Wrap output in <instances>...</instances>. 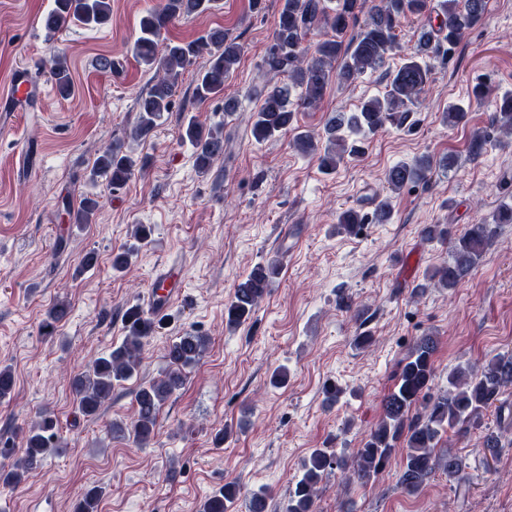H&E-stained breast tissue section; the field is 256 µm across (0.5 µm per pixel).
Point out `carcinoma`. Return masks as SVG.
<instances>
[{
  "instance_id": "1",
  "label": "carcinoma",
  "mask_w": 512,
  "mask_h": 512,
  "mask_svg": "<svg viewBox=\"0 0 512 512\" xmlns=\"http://www.w3.org/2000/svg\"><path fill=\"white\" fill-rule=\"evenodd\" d=\"M219 0H160L139 20L133 53L136 61L148 69H156L155 83L139 99L138 111L129 131L137 141L154 136L164 114L172 110L173 97L180 78L200 55L208 53L209 64L199 73L193 96L199 101L224 94V83L238 63L241 45L237 38L222 28H211L202 36L179 42H162L163 33L173 20L207 13L217 8ZM487 0H281L271 44L263 58L262 68L287 82L279 85L269 81L253 88L260 100L252 124L256 141L263 142L288 132L295 113L312 108L323 99L331 79L351 85L368 72L383 67L397 48L398 29L409 16L427 20L423 25L414 54L402 59L395 70L387 73L386 91L381 97L364 100L354 112L332 114L321 134L300 132L295 146L304 154L317 151V142L325 141L319 154L320 167L334 171L345 159L358 151L348 143L351 136L365 138L386 125L402 126L419 104L430 80V60L451 57L466 34L483 18ZM366 20L355 34H349L359 20ZM112 15V0H54L53 7L43 17L42 24L49 34L68 29L73 24L96 27L107 23ZM324 38L311 42L314 35ZM51 77L58 94L66 98L73 93L74 83L66 58L53 61ZM495 122L507 126L512 134V94L501 97L499 116ZM181 138L189 142L196 153L198 167L207 171L214 161L224 156V130L204 129L193 117L183 120ZM487 137L477 134L468 143V155L479 160L486 151ZM137 161L126 151L125 142L117 140L98 156L91 176L103 178L113 188L122 187L131 177ZM433 169L432 161L419 157L390 168L386 183L393 192L424 181ZM98 201L87 197L82 205L64 208L71 224H89ZM367 215L349 208L337 218L338 228L354 232L366 223ZM512 224V205H502L491 224H470L463 235L453 238L448 225L430 224L424 229L430 242L450 245V260L432 271L429 286L452 290L456 288L493 244L497 228ZM281 270L278 256L257 264L235 285L224 306L225 325L237 329L251 319L260 301L268 294ZM69 315V304L56 302L49 310L46 327L52 329ZM126 335L118 346L105 356L94 359L87 369L77 374L71 386L79 409L94 416L112 399L114 387L138 375L141 354L146 340L163 325V319L148 316L137 306L124 312ZM207 337L186 332L168 347V367L160 377L139 385L134 400V418L127 424L116 422L111 431L126 433L134 443L143 446L154 437L161 406L186 382V370L203 356ZM437 339L420 336L412 344L397 375V383L384 399L382 414L356 455L348 458L332 448H317L302 463V475L288 491L284 512H316L318 486L334 470L348 474L366 486L381 472L395 455H400V485L408 494L421 490L438 470L452 477L463 471L460 458L440 455L444 436L449 432L466 435L483 432L482 446L494 452L507 445L509 428L494 431L485 423L490 408L502 414V396L512 387V354L497 355L480 366L458 365L448 372V386L435 394L434 356ZM23 456L8 470L0 469V483L19 484L25 474L40 467L45 456L61 447L55 432V421L44 412L28 430L21 432ZM240 487L236 482L224 488L201 505L200 512H231ZM100 491L92 488L79 500L75 512H97Z\"/></svg>"
}]
</instances>
